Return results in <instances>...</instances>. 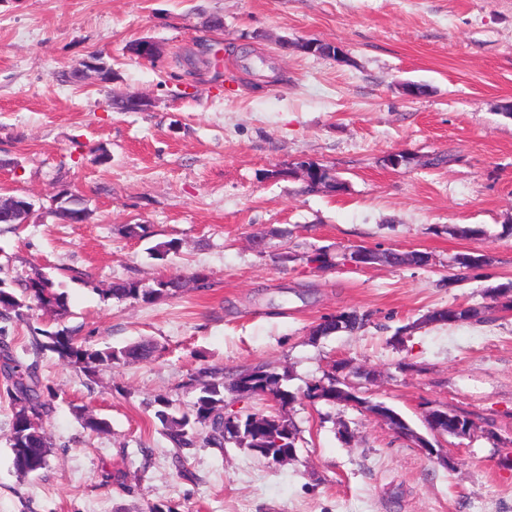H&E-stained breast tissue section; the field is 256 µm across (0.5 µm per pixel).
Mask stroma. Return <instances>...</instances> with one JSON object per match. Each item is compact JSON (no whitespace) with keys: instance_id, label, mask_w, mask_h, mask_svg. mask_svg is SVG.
Segmentation results:
<instances>
[{"instance_id":"35a3bbf8","label":"stroma","mask_w":512,"mask_h":512,"mask_svg":"<svg viewBox=\"0 0 512 512\" xmlns=\"http://www.w3.org/2000/svg\"><path fill=\"white\" fill-rule=\"evenodd\" d=\"M143 39L159 44L157 61L129 52ZM313 39L339 44L344 60L281 46ZM91 55L111 64V83L60 81ZM408 83L424 93L407 96ZM122 93L152 105L113 109ZM101 148L109 163L97 162ZM392 152L416 161L387 167ZM436 154L448 163L417 162ZM300 161L332 168L346 192H304L291 173ZM1 188L38 213L0 224V279L51 275L69 309L28 310L0 340L19 355L31 329L68 327L91 346L148 339L158 350L91 378L41 356L52 448L26 477L12 464L0 376V512H512V312L423 321L485 305V289L512 281V0H0ZM62 190L83 199L86 223L49 214ZM128 224L146 237L126 236ZM262 229L281 235L260 254L251 238ZM172 239L178 255L151 258ZM358 246L430 262L343 265ZM321 247L332 265L303 261ZM473 250L490 256L488 278L449 289L453 258ZM282 251L298 261L280 262ZM173 272L209 286L151 304L106 293ZM343 310L367 315L365 326L313 336ZM341 360L359 369L365 397L418 432L428 408L467 413L471 434L443 441L454 468L359 408L305 398ZM261 363L290 375L295 460L230 445L175 465L154 399L189 406L199 367ZM77 405L110 433L83 431Z\"/></svg>"}]
</instances>
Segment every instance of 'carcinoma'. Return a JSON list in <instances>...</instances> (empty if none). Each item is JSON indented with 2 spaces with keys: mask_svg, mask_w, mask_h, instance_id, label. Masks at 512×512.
Returning <instances> with one entry per match:
<instances>
[{
  "mask_svg": "<svg viewBox=\"0 0 512 512\" xmlns=\"http://www.w3.org/2000/svg\"><path fill=\"white\" fill-rule=\"evenodd\" d=\"M178 241L161 242L150 249V256L165 260L180 250ZM185 287L179 275L161 276L146 285L139 280L127 279L112 282L107 294L119 301L132 300L153 303L162 298L174 297ZM37 307L55 316L67 312V295L55 288L53 278L40 274L35 278L19 279L12 285L0 279V317L9 320L24 319L25 311ZM58 358L87 377L103 368L118 363L145 360L155 352L154 344L147 340L130 343L120 348L105 346L94 348L78 340L74 331L35 329L26 353L33 357L28 363L13 355L6 356L4 372L9 381L7 395L13 406L10 429V448L13 465L21 475L35 474L46 468L51 452L43 418L52 411L54 393L43 385L37 371L38 358L45 352ZM347 375H327V381H314L307 385L304 397L309 400L336 403V391L346 387ZM288 375L279 373L268 364L227 374L219 367L198 370V391L191 408L182 411L175 400L162 396L154 400L155 417L162 432L176 449L175 462L190 450L199 447L224 449L233 444L237 448H273L274 438L285 437L298 444L299 432L291 419L280 413H243L230 418L224 412V393L232 392L240 398L269 397L285 409L295 400V394L283 387ZM73 411L84 429L95 434L109 432L106 420L96 417L83 406Z\"/></svg>",
  "mask_w": 512,
  "mask_h": 512,
  "instance_id": "1",
  "label": "carcinoma"
}]
</instances>
